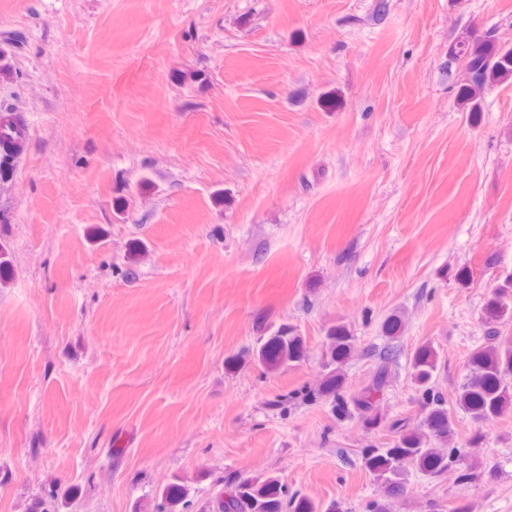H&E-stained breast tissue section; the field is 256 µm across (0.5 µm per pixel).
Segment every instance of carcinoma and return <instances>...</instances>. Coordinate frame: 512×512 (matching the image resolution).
I'll return each mask as SVG.
<instances>
[{"label":"carcinoma","instance_id":"carcinoma-1","mask_svg":"<svg viewBox=\"0 0 512 512\" xmlns=\"http://www.w3.org/2000/svg\"><path fill=\"white\" fill-rule=\"evenodd\" d=\"M450 54L464 65L465 79L457 96L467 112L480 111L482 95L488 88L512 79L511 46L498 45L488 38L467 37L452 46ZM23 147L24 139L16 124L0 126V181L11 176L14 159ZM511 319L512 276H507L486 304L485 323L489 328L485 342L471 354L456 396L458 407L479 424L491 423L512 411V336L503 335L497 327ZM350 352V330L343 324L330 328L325 352L330 371L325 380L317 390L302 388L289 398L312 402L325 397L336 417L357 413L367 426L374 427L379 424L374 407L387 384L386 370L378 368L369 386L348 395L343 390L342 365ZM303 357L302 340L288 327L268 337L257 350L258 363L269 370ZM441 365L440 354L431 343L421 345L410 361L411 379L425 411L423 427L406 429L396 421L397 436L390 446L371 445L362 451L365 467L387 496L403 489V476L410 467L436 476L448 470V465L461 461L458 449L444 447L451 433V416L445 400L435 391ZM179 505L189 508L186 491L179 484H171L164 489L157 512H174ZM214 508L216 512H336L334 503L323 510L309 498L287 494L280 478L274 475L245 477L227 484L216 493Z\"/></svg>","mask_w":512,"mask_h":512}]
</instances>
